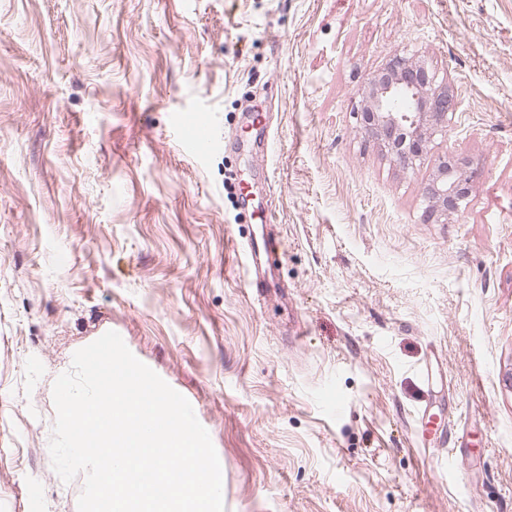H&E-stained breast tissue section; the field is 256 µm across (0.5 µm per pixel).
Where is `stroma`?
I'll return each instance as SVG.
<instances>
[{
    "instance_id": "stroma-1",
    "label": "stroma",
    "mask_w": 512,
    "mask_h": 512,
    "mask_svg": "<svg viewBox=\"0 0 512 512\" xmlns=\"http://www.w3.org/2000/svg\"><path fill=\"white\" fill-rule=\"evenodd\" d=\"M397 51L460 99L411 171L354 112ZM447 155L476 176L430 223ZM108 331L191 403L225 512H512V0H0V512H77L52 389ZM172 126L178 145L187 149L198 160L205 159L220 146L211 129L207 126H200L196 131L189 132L180 117L173 120Z\"/></svg>"
}]
</instances>
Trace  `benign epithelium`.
Listing matches in <instances>:
<instances>
[{
  "label": "benign epithelium",
  "mask_w": 512,
  "mask_h": 512,
  "mask_svg": "<svg viewBox=\"0 0 512 512\" xmlns=\"http://www.w3.org/2000/svg\"><path fill=\"white\" fill-rule=\"evenodd\" d=\"M419 59L394 54L358 93L354 112L360 114V130L367 139L386 141L396 130L409 141L393 158L407 171L425 153L435 137L448 134V113L460 105L448 90L436 84ZM473 173L442 158L432 179L424 187V214L432 223L448 221L468 196Z\"/></svg>",
  "instance_id": "benign-epithelium-1"
}]
</instances>
